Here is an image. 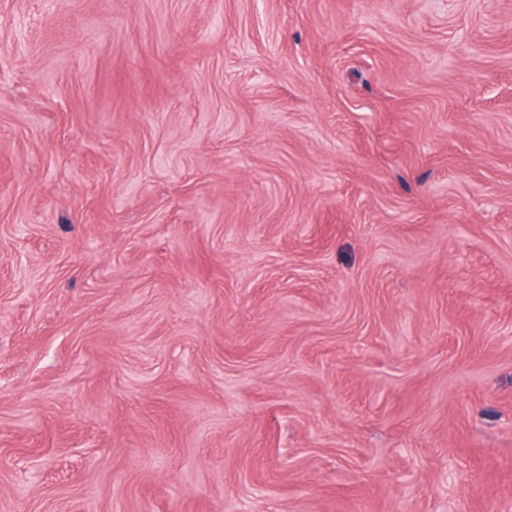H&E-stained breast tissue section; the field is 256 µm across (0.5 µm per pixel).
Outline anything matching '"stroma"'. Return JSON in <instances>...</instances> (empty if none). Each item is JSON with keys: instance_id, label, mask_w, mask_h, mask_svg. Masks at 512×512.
<instances>
[{"instance_id": "obj_1", "label": "stroma", "mask_w": 512, "mask_h": 512, "mask_svg": "<svg viewBox=\"0 0 512 512\" xmlns=\"http://www.w3.org/2000/svg\"><path fill=\"white\" fill-rule=\"evenodd\" d=\"M0 512H512V0H0Z\"/></svg>"}]
</instances>
